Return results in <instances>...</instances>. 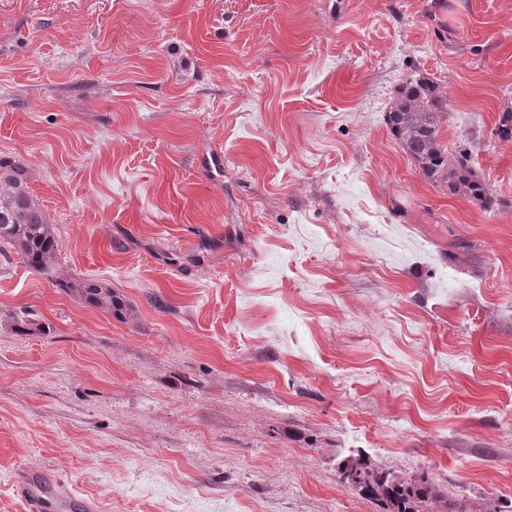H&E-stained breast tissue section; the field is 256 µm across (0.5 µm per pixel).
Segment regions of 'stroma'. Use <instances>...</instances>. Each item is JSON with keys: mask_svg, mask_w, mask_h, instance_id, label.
Returning a JSON list of instances; mask_svg holds the SVG:
<instances>
[{"mask_svg": "<svg viewBox=\"0 0 512 512\" xmlns=\"http://www.w3.org/2000/svg\"><path fill=\"white\" fill-rule=\"evenodd\" d=\"M414 74L492 208L390 133ZM507 106L512 0H0V157L57 240L52 280L0 255V512L21 466L94 512H381L352 450L512 512ZM70 283V288L68 289L72 292L75 291L78 293L85 302L92 306L101 308L110 314H112V308L116 311L121 307L120 302L116 300L115 297L112 299L111 288L104 287L99 283L88 280H73ZM12 330L24 335H46L51 326L43 317L27 307H20L11 316Z\"/></svg>", "mask_w": 512, "mask_h": 512, "instance_id": "stroma-1", "label": "stroma"}]
</instances>
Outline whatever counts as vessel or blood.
I'll use <instances>...</instances> for the list:
<instances>
[{
	"mask_svg": "<svg viewBox=\"0 0 512 512\" xmlns=\"http://www.w3.org/2000/svg\"><path fill=\"white\" fill-rule=\"evenodd\" d=\"M16 494L28 512H92L91 501L76 497L67 482L56 474L22 466L12 477Z\"/></svg>",
	"mask_w": 512,
	"mask_h": 512,
	"instance_id": "vessel-or-blood-1",
	"label": "vessel or blood"
}]
</instances>
